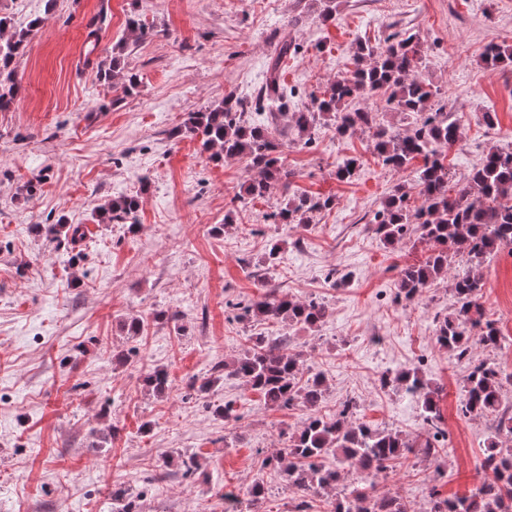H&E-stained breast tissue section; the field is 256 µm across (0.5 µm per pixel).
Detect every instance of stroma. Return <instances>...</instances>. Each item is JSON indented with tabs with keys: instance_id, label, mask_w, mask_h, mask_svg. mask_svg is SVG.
Segmentation results:
<instances>
[{
	"instance_id": "35a3bbf8",
	"label": "stroma",
	"mask_w": 512,
	"mask_h": 512,
	"mask_svg": "<svg viewBox=\"0 0 512 512\" xmlns=\"http://www.w3.org/2000/svg\"><path fill=\"white\" fill-rule=\"evenodd\" d=\"M318 0H0V15L21 28L40 18L13 62L18 94L0 111V512H112V493L129 490L139 512H224L225 490L262 483L258 512H292L298 501L280 470L262 459L283 447L307 417L271 407L237 378L215 372L250 337H287L304 371L322 374L323 410L356 400L362 420L422 438L419 398L381 386L383 372L419 369L438 387L447 455L413 460L375 480L376 494L429 512L428 487L442 497L469 494L484 479L490 421L463 416L464 365L436 342L453 277L413 303L398 301V273L424 259L410 235L385 244L370 220L400 184L414 186L422 159L383 167L368 131L339 137L318 128L312 146L296 141L285 117L283 158L294 176L224 221L250 170L215 159L198 139L174 131L192 109L231 96L253 107L282 40L299 46L280 81L292 110L352 67L358 42L416 33L420 74L460 121L448 152L455 181L489 147L512 145V68L487 66L484 48L512 43V0H339L336 19L317 17ZM150 31L131 41L127 20ZM96 31L94 53L87 35ZM127 41L132 89L98 78L96 60ZM497 116L487 127L484 113ZM360 162L338 181L343 157ZM38 191L28 196L26 185ZM298 190L336 200L307 224H274L269 213ZM136 195L134 225L102 224L112 199ZM81 225L79 244H55L47 224ZM276 257H269L272 243ZM484 305L501 332L493 352L473 357L512 374V256L481 268ZM280 295L315 299L328 316L315 329L241 321L237 302ZM132 315L145 327L127 335ZM165 368L169 387L144 383ZM231 415H223L224 405ZM196 456L198 478L182 479L180 455Z\"/></svg>"
}]
</instances>
